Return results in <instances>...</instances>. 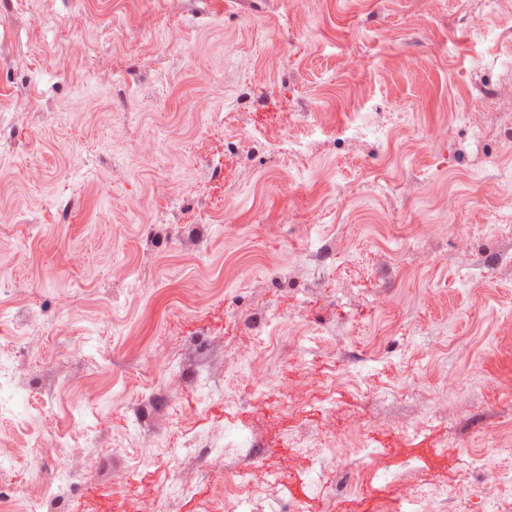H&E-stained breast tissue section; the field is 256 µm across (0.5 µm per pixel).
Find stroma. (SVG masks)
<instances>
[{
  "instance_id": "obj_1",
  "label": "stroma",
  "mask_w": 512,
  "mask_h": 512,
  "mask_svg": "<svg viewBox=\"0 0 512 512\" xmlns=\"http://www.w3.org/2000/svg\"><path fill=\"white\" fill-rule=\"evenodd\" d=\"M476 17L497 39L471 40ZM316 112L334 114L329 134L308 128ZM353 112L381 135H341ZM0 120V208L19 212L0 224V306L28 342L7 360L20 398L0 405V434L63 435L68 473L45 512H201L224 472L179 450L233 429L254 442L265 512H371L429 485L512 512V485L472 456L512 463L492 436L512 419V349L495 340L512 222L485 233L512 178V0H0ZM289 121L303 157L257 149ZM436 125L448 136L425 148ZM164 182L176 207L155 198ZM287 182L315 192L286 196ZM434 224L469 245L421 234ZM271 317L299 323V345L271 346ZM161 341L173 369L142 406L140 355ZM260 356L270 385L255 394ZM464 359L465 390L448 388ZM288 399L300 411L281 412ZM86 417L117 457L90 465ZM359 425L376 451L363 496L330 505L314 454L288 438ZM54 477L48 458L0 460L5 490Z\"/></svg>"
}]
</instances>
